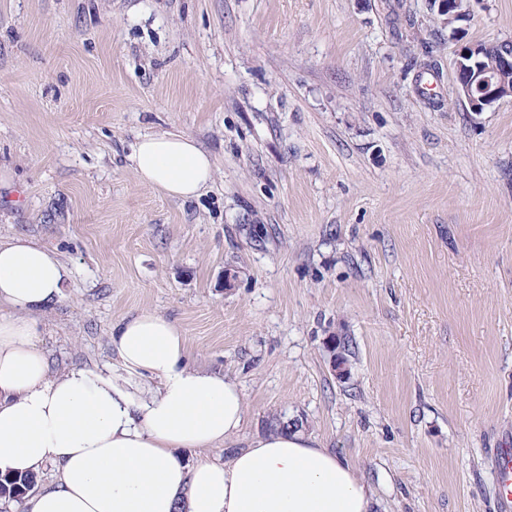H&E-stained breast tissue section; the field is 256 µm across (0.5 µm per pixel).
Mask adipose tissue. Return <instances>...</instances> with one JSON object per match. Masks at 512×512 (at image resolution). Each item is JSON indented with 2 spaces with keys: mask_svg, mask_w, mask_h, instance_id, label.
<instances>
[{
  "mask_svg": "<svg viewBox=\"0 0 512 512\" xmlns=\"http://www.w3.org/2000/svg\"><path fill=\"white\" fill-rule=\"evenodd\" d=\"M144 186L194 198L210 155L184 133L140 137L130 156ZM68 278L52 250L0 240V473L58 467L28 512H375L377 494L346 458L300 428H270L224 462L187 465L185 448H219L245 421L231 378L187 363L186 339L149 310L118 320L111 341L123 375L52 373L37 338Z\"/></svg>",
  "mask_w": 512,
  "mask_h": 512,
  "instance_id": "obj_1",
  "label": "adipose tissue"
}]
</instances>
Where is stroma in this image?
I'll use <instances>...</instances> for the list:
<instances>
[{"mask_svg": "<svg viewBox=\"0 0 512 512\" xmlns=\"http://www.w3.org/2000/svg\"><path fill=\"white\" fill-rule=\"evenodd\" d=\"M430 3L0 0V237L68 267L52 370L122 375L112 327L150 309L240 385L239 442L284 416L378 512H499L512 98L472 112L453 61L512 41V0H468L456 33ZM165 131L213 159L196 199L133 174Z\"/></svg>", "mask_w": 512, "mask_h": 512, "instance_id": "stroma-1", "label": "stroma"}]
</instances>
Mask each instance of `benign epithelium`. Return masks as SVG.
Segmentation results:
<instances>
[{"label": "benign epithelium", "instance_id": "7a95c632", "mask_svg": "<svg viewBox=\"0 0 512 512\" xmlns=\"http://www.w3.org/2000/svg\"><path fill=\"white\" fill-rule=\"evenodd\" d=\"M485 51V46L472 43L463 46L455 62L456 90L460 99L467 101L471 109L479 112L497 102L512 98V86L495 78L479 65L469 67L465 61Z\"/></svg>", "mask_w": 512, "mask_h": 512}]
</instances>
